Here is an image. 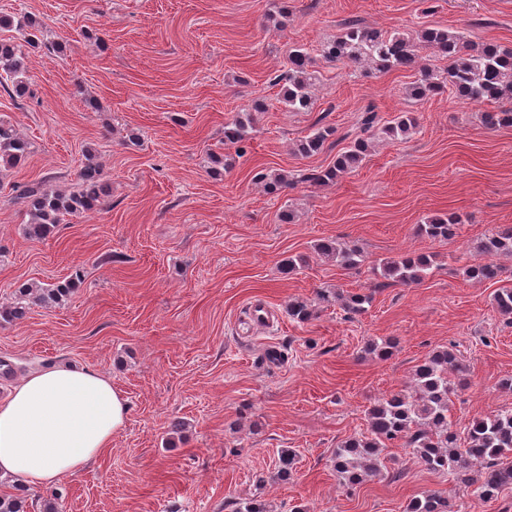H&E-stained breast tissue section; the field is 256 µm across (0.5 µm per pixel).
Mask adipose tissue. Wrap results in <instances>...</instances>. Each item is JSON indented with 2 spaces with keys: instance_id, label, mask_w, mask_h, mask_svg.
Instances as JSON below:
<instances>
[{
  "instance_id": "1",
  "label": "adipose tissue",
  "mask_w": 512,
  "mask_h": 512,
  "mask_svg": "<svg viewBox=\"0 0 512 512\" xmlns=\"http://www.w3.org/2000/svg\"><path fill=\"white\" fill-rule=\"evenodd\" d=\"M127 412L122 393L99 372L28 375L0 397V477L49 489L81 474L111 447Z\"/></svg>"
}]
</instances>
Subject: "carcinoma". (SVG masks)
<instances>
[{
    "mask_svg": "<svg viewBox=\"0 0 512 512\" xmlns=\"http://www.w3.org/2000/svg\"><path fill=\"white\" fill-rule=\"evenodd\" d=\"M0 30L15 31L31 48L40 46V22L27 13L0 15ZM328 62L345 61L360 71L388 72L413 70L418 78L406 94L424 100L445 89L470 103L512 100V49L494 42L473 43L459 30L423 27L414 32L382 30L343 23L336 38L321 47ZM442 58L448 66L433 68L431 59ZM311 57L306 48L296 46L288 55V69L272 79L281 87L282 100L295 112H311L316 107L314 83L310 72ZM25 56L21 45L12 38H0V87L18 96L26 90ZM483 125L494 130L512 126V111L481 113ZM416 129V119L402 112L379 128V137L397 139ZM249 119L237 117L224 125V143L237 145L250 134ZM336 129L317 122L299 144V152L311 156L324 151ZM31 144L10 124L0 121V171L22 165L30 154ZM370 148L369 138L357 137L336 155L333 165L325 169H308L300 181L311 185H328L357 169ZM268 192L275 193L294 177L279 171L260 176ZM75 190L50 188L46 182H33L12 188L16 197L28 203V220L23 235L30 240L47 238L58 225L73 215L95 210L100 204L103 168L92 151H86ZM458 216H435L417 226L418 234L430 239H447L455 235ZM318 254L336 261L347 269L361 264L357 249L336 240L325 239L315 245ZM512 255V226L500 227L476 246L473 260L463 268V275L477 283L498 282L503 268L494 257ZM432 269L429 256L404 255L377 264L376 272L387 280L410 285L421 282ZM80 274L65 283L45 286H22L14 300L0 307V319L20 320L30 306L57 305L64 302L78 286ZM373 300L367 292L325 291L310 300H295L288 305V315L298 323L318 317L319 310L334 303L346 317L364 313ZM497 311L512 319V287H500L493 294ZM395 343L371 340L365 352L380 359L389 357ZM459 377L464 386L466 365L454 347L437 348L416 366L410 384L374 403L367 411V432L347 438L334 457L339 482L355 487L382 474L386 469L385 451L396 443L411 450L412 456L427 470L449 480L474 488L483 500H493L512 487V409L497 410L457 429L449 405L450 380ZM296 453L284 450L278 458L277 474L286 478L292 472ZM26 499L21 493H0V512H25ZM403 512H462L447 497L423 493L411 498Z\"/></svg>",
    "mask_w": 512,
    "mask_h": 512,
    "instance_id": "carcinoma-1",
    "label": "carcinoma"
}]
</instances>
